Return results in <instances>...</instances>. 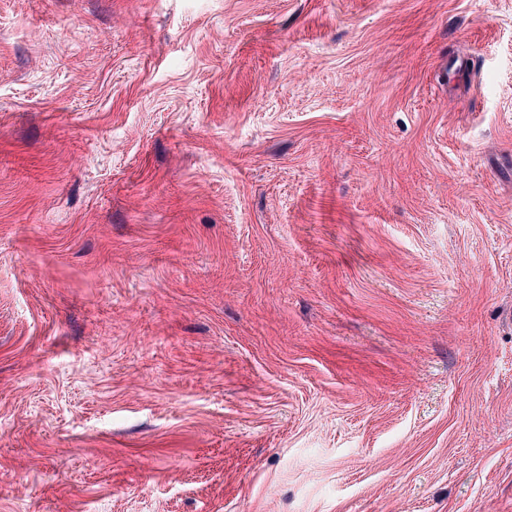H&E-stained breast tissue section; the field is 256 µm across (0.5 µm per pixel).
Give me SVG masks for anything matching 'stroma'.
<instances>
[{"instance_id": "obj_1", "label": "stroma", "mask_w": 512, "mask_h": 512, "mask_svg": "<svg viewBox=\"0 0 512 512\" xmlns=\"http://www.w3.org/2000/svg\"><path fill=\"white\" fill-rule=\"evenodd\" d=\"M0 512H512V0H0Z\"/></svg>"}]
</instances>
